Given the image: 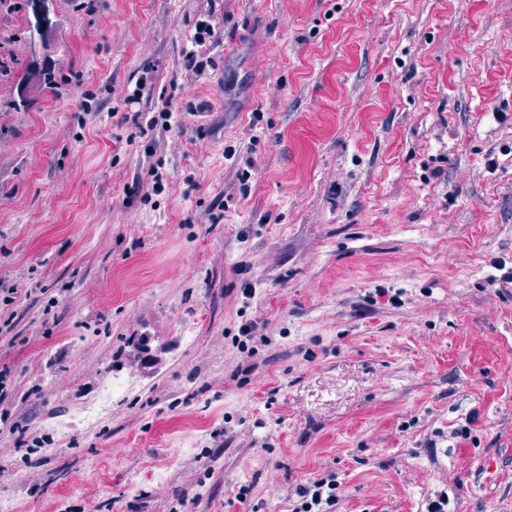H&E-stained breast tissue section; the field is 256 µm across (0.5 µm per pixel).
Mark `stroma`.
Listing matches in <instances>:
<instances>
[{"label":"stroma","instance_id":"stroma-1","mask_svg":"<svg viewBox=\"0 0 512 512\" xmlns=\"http://www.w3.org/2000/svg\"><path fill=\"white\" fill-rule=\"evenodd\" d=\"M49 6L34 57L27 0H0V501L291 512L330 473L326 512H512V0ZM201 20L217 68L188 76ZM37 58L68 83L23 108ZM139 84L170 128L114 116ZM245 319L271 342L243 384ZM123 390L124 387L118 382H112L102 386L97 397L92 402L85 405L79 413L82 416L81 422L87 426L94 425L100 417L109 410L112 404V398Z\"/></svg>","mask_w":512,"mask_h":512}]
</instances>
